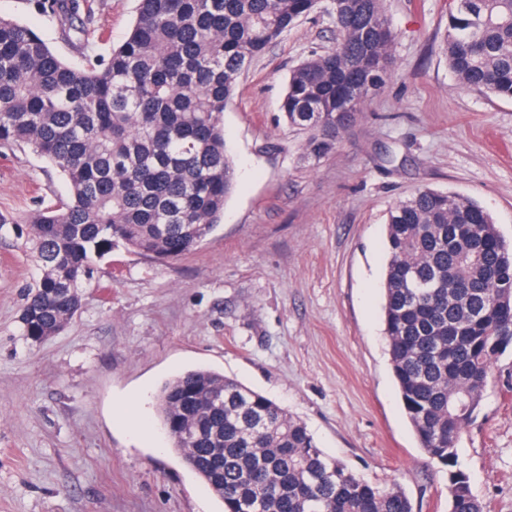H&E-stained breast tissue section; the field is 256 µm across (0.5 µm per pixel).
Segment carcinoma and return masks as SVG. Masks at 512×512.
Segmentation results:
<instances>
[{
	"instance_id": "obj_1",
	"label": "carcinoma",
	"mask_w": 512,
	"mask_h": 512,
	"mask_svg": "<svg viewBox=\"0 0 512 512\" xmlns=\"http://www.w3.org/2000/svg\"><path fill=\"white\" fill-rule=\"evenodd\" d=\"M318 0H139L119 45L75 67L0 17V147H28L65 177L67 201L26 217L41 275L20 312L33 343L81 307L92 265L122 244L160 262L193 253L224 213L235 172L222 116L240 73ZM80 0H41L65 22ZM336 47L298 64L281 110L328 154L389 77L385 0H330ZM461 87L512 99V0H449L443 41ZM384 335L420 448L448 474L449 512H484L457 447L494 364L512 351V243L476 201L424 187L387 214ZM158 411L224 512H413L326 457L306 425L205 368L166 382Z\"/></svg>"
}]
</instances>
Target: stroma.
<instances>
[{
    "instance_id": "35a3bbf8",
    "label": "stroma",
    "mask_w": 512,
    "mask_h": 512,
    "mask_svg": "<svg viewBox=\"0 0 512 512\" xmlns=\"http://www.w3.org/2000/svg\"><path fill=\"white\" fill-rule=\"evenodd\" d=\"M86 33L37 0H0L80 66L127 36L138 0H87ZM449 0H386L391 75L321 159L280 103L288 76L336 46L328 0L240 75L222 116L236 187L221 222L168 263L116 246L82 305L40 343L19 314L40 270L27 214L68 186L30 149L0 153V512H222L155 411L167 379L204 367L303 421L317 446L414 512H449L448 481L418 447L383 334L390 207L429 187L479 202L512 238V100L459 87L442 50ZM140 416L132 431L127 411ZM487 512H512V355L495 367L457 449Z\"/></svg>"
}]
</instances>
